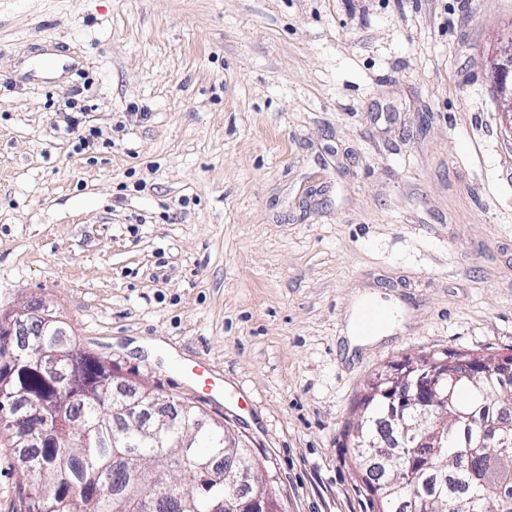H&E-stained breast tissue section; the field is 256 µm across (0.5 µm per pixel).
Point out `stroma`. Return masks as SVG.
<instances>
[{"mask_svg":"<svg viewBox=\"0 0 512 512\" xmlns=\"http://www.w3.org/2000/svg\"><path fill=\"white\" fill-rule=\"evenodd\" d=\"M511 28L512 0H0V313L234 429L285 512H374L368 383L512 353ZM366 291L410 319L352 349ZM496 88L506 106L503 110L508 127L512 128V29L504 37L494 65ZM510 121V123H508ZM366 301H370V300L364 298V299H361L360 301H358V303L354 307L353 313L348 322L346 338L348 340L349 348H352V349L354 346L364 345L370 341H373L377 338L382 337L383 335L388 334L391 331V328L393 326L394 316H393L391 322L387 325V327H385L379 333L374 334V335H369V336L359 335L357 333V331H359L358 325L354 321H355V318H356V315H357L360 305Z\"/></svg>","mask_w":512,"mask_h":512,"instance_id":"stroma-1","label":"stroma"}]
</instances>
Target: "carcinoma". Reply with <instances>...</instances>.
<instances>
[{
  "mask_svg": "<svg viewBox=\"0 0 512 512\" xmlns=\"http://www.w3.org/2000/svg\"><path fill=\"white\" fill-rule=\"evenodd\" d=\"M112 362L74 346L55 376L21 366L13 369V389L24 388L53 404L66 402L77 423L58 430L32 418L29 423L51 434L53 448L18 449L22 475L23 512H142L144 501L158 500L159 512H212L228 501L233 512H249L245 499L235 496L232 476L217 461L224 454L220 437H201L177 467L175 447L184 427L197 416L188 405L175 414L177 427L166 440L131 433L133 447H112ZM512 402V383L504 387L496 373L477 383L461 382L448 399L435 447L418 450L412 469L404 467L392 449L386 474L378 487L363 479L375 497L378 512H512V422L503 421L505 402ZM387 412L380 393L362 398L361 416L381 418ZM475 413L470 425L471 461L457 457L465 423L461 413ZM116 494L98 493L105 479Z\"/></svg>",
  "mask_w": 512,
  "mask_h": 512,
  "instance_id": "1",
  "label": "carcinoma"
}]
</instances>
